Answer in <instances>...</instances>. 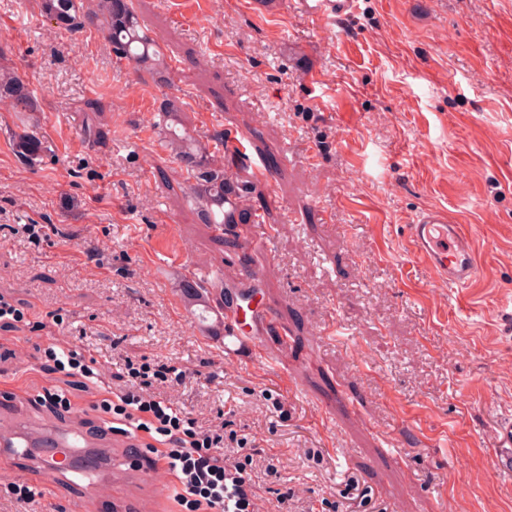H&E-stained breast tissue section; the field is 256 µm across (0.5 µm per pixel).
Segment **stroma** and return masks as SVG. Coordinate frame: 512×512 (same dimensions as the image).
<instances>
[{
	"label": "stroma",
	"instance_id": "obj_1",
	"mask_svg": "<svg viewBox=\"0 0 512 512\" xmlns=\"http://www.w3.org/2000/svg\"><path fill=\"white\" fill-rule=\"evenodd\" d=\"M133 0L167 84L117 60L97 25L58 34L37 0H0V69L35 92L51 154L24 165L0 103V436L69 429L87 447L43 483L39 449L0 447V512H186L154 460L161 435L113 431L99 403L127 362L165 366L152 392L199 425L257 438L258 512H512L493 429L512 413V0H357L316 25L298 0ZM112 129L85 141L83 103ZM182 103L192 135H244L265 165L255 222L197 223L155 123ZM448 211L478 277L438 281L408 226ZM37 227L28 235L25 225ZM252 285L299 343L224 355L186 309L185 279ZM78 352L94 378L44 370ZM71 402H44L46 389ZM34 490L20 501L9 487Z\"/></svg>",
	"mask_w": 512,
	"mask_h": 512
}]
</instances>
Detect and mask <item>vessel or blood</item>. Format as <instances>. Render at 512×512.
Here are the masks:
<instances>
[{
	"label": "vessel or blood",
	"instance_id": "obj_1",
	"mask_svg": "<svg viewBox=\"0 0 512 512\" xmlns=\"http://www.w3.org/2000/svg\"><path fill=\"white\" fill-rule=\"evenodd\" d=\"M306 15L321 23L351 18L356 0H300ZM410 241L414 253L428 263L440 280L448 285L463 287L472 283L479 273L476 255L467 233L447 211L429 209L420 213L410 226ZM264 320L262 314H246L243 306L231 304L224 323V354L237 359L248 357L257 346L255 330ZM497 471L512 474V415L500 417L494 428ZM56 452L36 461L42 476L60 475V456L68 452L66 439L54 442Z\"/></svg>",
	"mask_w": 512,
	"mask_h": 512
}]
</instances>
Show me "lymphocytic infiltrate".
Here are the masks:
<instances>
[{
  "mask_svg": "<svg viewBox=\"0 0 512 512\" xmlns=\"http://www.w3.org/2000/svg\"><path fill=\"white\" fill-rule=\"evenodd\" d=\"M100 406L127 428L166 437L168 447L159 459L181 483L179 499L190 512H256L257 446L239 441L226 447L223 434L198 429L173 403L137 390H125L113 401L102 399Z\"/></svg>",
  "mask_w": 512,
  "mask_h": 512,
  "instance_id": "obj_1",
  "label": "lymphocytic infiltrate"
}]
</instances>
